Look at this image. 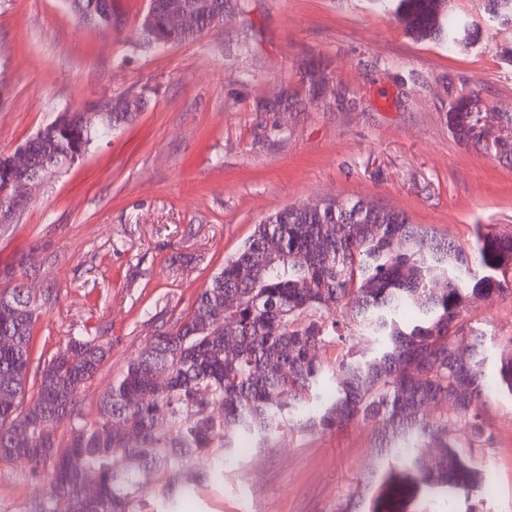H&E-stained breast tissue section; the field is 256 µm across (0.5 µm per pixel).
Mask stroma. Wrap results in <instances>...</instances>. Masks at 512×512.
<instances>
[{
	"mask_svg": "<svg viewBox=\"0 0 512 512\" xmlns=\"http://www.w3.org/2000/svg\"><path fill=\"white\" fill-rule=\"evenodd\" d=\"M123 28L73 15L65 0H0V154L56 112L143 92L137 120L36 187L0 226V289L25 280L41 308L31 360L69 337L110 351L82 394L94 410L127 363L192 308L210 277L289 205L363 199L473 249L477 234L512 235V157L460 144L448 108L477 92L489 127L512 113V24L488 21L484 0H448L481 39L447 50L418 41L372 0H224V22L195 42L141 48L147 0H112ZM325 89L315 94L308 66ZM482 334L487 436L455 437L484 482L457 512H512V393L500 359L512 298L492 294L463 313ZM376 337L319 348L318 412L338 386L334 364L373 358ZM239 440L224 478L178 499L177 512H374L392 461L372 425L299 429ZM0 512H20L44 483L24 462L0 463Z\"/></svg>",
	"mask_w": 512,
	"mask_h": 512,
	"instance_id": "stroma-1",
	"label": "stroma"
}]
</instances>
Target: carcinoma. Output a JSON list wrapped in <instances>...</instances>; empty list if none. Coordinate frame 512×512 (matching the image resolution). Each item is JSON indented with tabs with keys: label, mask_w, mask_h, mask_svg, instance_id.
I'll return each mask as SVG.
<instances>
[{
	"label": "carcinoma",
	"mask_w": 512,
	"mask_h": 512,
	"mask_svg": "<svg viewBox=\"0 0 512 512\" xmlns=\"http://www.w3.org/2000/svg\"><path fill=\"white\" fill-rule=\"evenodd\" d=\"M400 19L417 40H479L477 26H445L446 0H373ZM194 28L172 32L157 0L148 46L194 42L224 22V0H189ZM472 94L448 110V128L463 143H478L480 113ZM127 96L113 99L99 129L57 116L23 148L32 169L51 161L74 164L103 136L137 118ZM361 201L288 206L258 224L253 235L215 273L189 313L176 318L141 349L85 411L81 391L97 374L106 349L69 337L30 382L31 339L40 307L19 282L0 290V462L23 460L46 492L23 512H143L141 474L153 471L158 497L174 500L224 476L240 436H269L288 413L305 407L324 365L317 348L345 339L341 329L387 337L385 349L365 361L336 364L338 395L302 427L324 432L368 420L378 448L397 468L387 497L406 496L419 482L436 481L458 494L476 486L477 472L448 442V420L423 406L448 391L463 394L455 414L476 438L485 435L482 409V341L471 336L465 359L452 355L464 334L462 312L485 294L512 295V235L478 236L473 252L392 208ZM485 271L472 273L473 260ZM442 286L434 287L435 282ZM415 305L427 319L402 327L388 314ZM234 330L224 334V324ZM501 358L500 379L512 392V336ZM28 405H23L25 396ZM221 449L210 474L193 468L195 457ZM435 448L438 464L424 467L416 449ZM95 477L97 492L83 494Z\"/></svg>",
	"instance_id": "carcinoma-1"
}]
</instances>
